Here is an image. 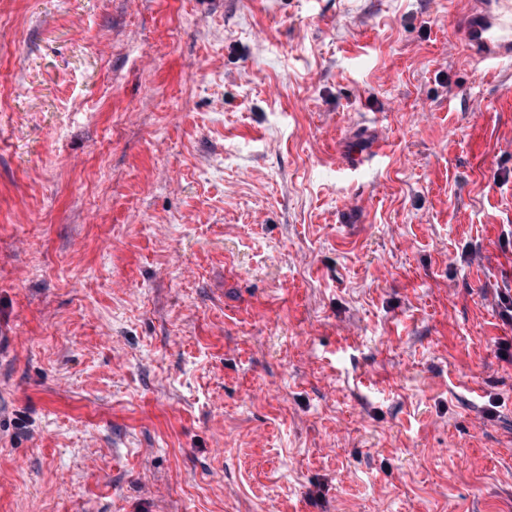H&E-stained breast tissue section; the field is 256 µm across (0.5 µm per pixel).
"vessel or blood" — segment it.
Segmentation results:
<instances>
[{"instance_id":"obj_1","label":"vessel or blood","mask_w":512,"mask_h":512,"mask_svg":"<svg viewBox=\"0 0 512 512\" xmlns=\"http://www.w3.org/2000/svg\"><path fill=\"white\" fill-rule=\"evenodd\" d=\"M458 27L472 59L495 67L512 64V0H462Z\"/></svg>"}]
</instances>
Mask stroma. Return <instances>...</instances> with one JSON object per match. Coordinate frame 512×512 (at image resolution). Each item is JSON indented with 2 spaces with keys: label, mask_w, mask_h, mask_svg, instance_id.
<instances>
[{
  "label": "stroma",
  "mask_w": 512,
  "mask_h": 512,
  "mask_svg": "<svg viewBox=\"0 0 512 512\" xmlns=\"http://www.w3.org/2000/svg\"><path fill=\"white\" fill-rule=\"evenodd\" d=\"M459 10L0 0V512H512Z\"/></svg>",
  "instance_id": "obj_1"
}]
</instances>
